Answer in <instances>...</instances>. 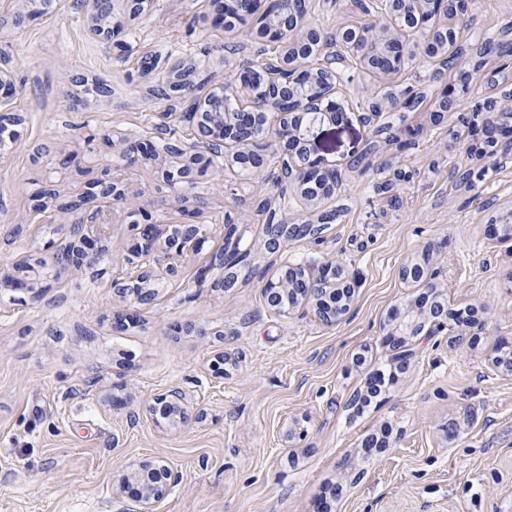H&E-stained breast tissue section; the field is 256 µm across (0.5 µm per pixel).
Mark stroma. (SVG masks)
Instances as JSON below:
<instances>
[{
	"instance_id": "1",
	"label": "stroma",
	"mask_w": 512,
	"mask_h": 512,
	"mask_svg": "<svg viewBox=\"0 0 512 512\" xmlns=\"http://www.w3.org/2000/svg\"><path fill=\"white\" fill-rule=\"evenodd\" d=\"M22 3L32 10L16 28L9 20ZM112 4L125 53L90 32L80 0L48 9L0 0V77L17 89L6 110L22 118L0 149V269L23 268L31 279L22 291L0 284V512H133L131 493L115 494L116 484L128 464L156 459L181 475L157 512H317L325 501L329 512H512V373L495 360L512 343V241L485 233L512 214V155L485 161L480 180L456 186L454 171L476 159L453 141L456 113L430 116L446 94L472 110L503 98L504 86L484 78L501 61L471 49L512 25V0H469L456 25L470 51L466 71L421 56L390 78L351 58L337 66L344 114L314 124L310 139L340 172L339 186L318 205L298 199L277 212L304 221L335 210L320 241L269 252L264 218L250 216L254 275L222 288L224 217L240 216L261 179L234 193L199 180L183 193L202 200L204 246L159 278L154 300L134 307L114 287L135 274L131 212L157 224L184 217L162 177L172 158L160 151L123 165L112 134L155 142L163 123L188 134L150 94L164 70L143 74L141 56L195 59L202 99L234 95L229 75L267 56L243 27L210 23L214 0H155L134 18L123 0ZM307 19L331 32L364 16L355 0H308ZM78 76L108 80L111 90L81 98ZM409 89L426 95L417 110L369 114L375 96ZM387 124L401 144L381 134ZM67 154L76 160L60 168ZM397 168L409 179L392 181ZM105 173L123 199L109 209L99 260L56 265L54 254L75 243L63 205ZM387 180L398 206L377 189ZM47 182L59 196L39 211L35 193ZM421 257L449 309H476L481 325L462 337L451 326L407 338L408 366L356 411L370 373L391 361V307L421 292L400 268ZM327 258L355 278L340 322L324 326L306 306L288 316L265 307L262 279ZM116 386L126 406H109ZM173 388L185 395V414L156 422L149 406Z\"/></svg>"
}]
</instances>
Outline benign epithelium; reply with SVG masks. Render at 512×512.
Segmentation results:
<instances>
[{"label": "benign epithelium", "mask_w": 512, "mask_h": 512, "mask_svg": "<svg viewBox=\"0 0 512 512\" xmlns=\"http://www.w3.org/2000/svg\"><path fill=\"white\" fill-rule=\"evenodd\" d=\"M380 14L389 17L395 24L396 33L390 34L376 23L338 28L331 42L332 64L342 63L346 56L356 58L372 71L387 74L400 72L409 61V43L406 34L421 33L416 53L430 57L448 45V27L432 22L433 0H379ZM260 0H249L248 11L259 17H271L273 23L264 26L258 37L268 43L291 42L296 48L308 44L326 43L323 30L305 22L306 16L295 7V0H269L264 10H259ZM295 73L285 79L267 70L262 65H246L234 77L247 102L231 111L224 97L214 95L195 104L191 120L195 121L194 141L179 144L182 163L164 170L163 178L173 186L190 185L199 178L212 177L216 170L212 166L214 148L236 144L239 150L232 154L227 166L238 168L249 174L263 171L269 160L278 159L284 170V185L308 201H316L330 195L339 172L311 158L307 148L311 126L315 121H335L342 116V106L331 89L336 71L331 64L315 69H301L291 63ZM487 110L482 124H477L467 111L455 101L442 97L434 113L448 110L457 113L460 130L471 137L476 152L481 157L499 148L512 147V108L497 104L494 100L484 103ZM99 192L84 197L86 203L97 199L120 197L118 185L105 179L97 183ZM104 206L85 209L84 222L72 226L73 233L82 243H91L100 237L104 220ZM137 230L138 241L133 257L138 259L135 284H125L120 292L133 305L151 300L156 289L148 286L156 275L150 265L165 266L173 271L172 261L185 259L205 242L202 225L193 222L176 224L169 229L165 241L166 249L158 251V225L151 222L146 212L135 215L131 221ZM246 224L224 225V237H232L238 254H247L241 248ZM324 225L288 222L279 220L268 225L270 247L280 251L296 239L321 238ZM428 292L402 306H394L388 316L387 332L389 346L396 351L395 360L406 355L404 336L430 334L444 330L448 321L456 325L475 327L480 321L474 311H448V307L437 301L440 293L434 283L425 284ZM266 306L280 315L290 313L301 303L310 306L315 317L326 326H333L347 314L354 292L353 279L346 266L338 260H327L312 272L302 266L287 267L276 278L261 285ZM184 394L172 389L154 399L152 411L164 419H174L183 414ZM178 473L164 464H139L127 467L118 483V492L138 484L134 512H156L157 504L164 497L169 485L176 482Z\"/></svg>", "instance_id": "benign-epithelium-1"}]
</instances>
